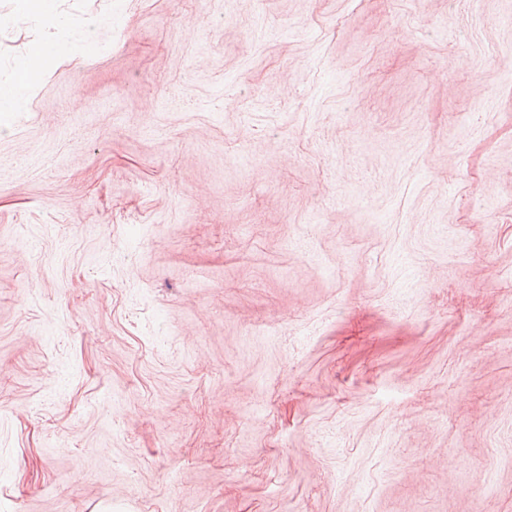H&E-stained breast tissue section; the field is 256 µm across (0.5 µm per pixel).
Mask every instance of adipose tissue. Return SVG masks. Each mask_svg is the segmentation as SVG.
<instances>
[{"label":"adipose tissue","instance_id":"adipose-tissue-1","mask_svg":"<svg viewBox=\"0 0 512 512\" xmlns=\"http://www.w3.org/2000/svg\"><path fill=\"white\" fill-rule=\"evenodd\" d=\"M24 3L38 20L52 28L53 33L38 44L30 57L20 63L14 80L0 86V112L25 110L47 63L58 60L67 53L65 44L54 36L55 30L61 29L63 23L53 13L52 0H24Z\"/></svg>","mask_w":512,"mask_h":512}]
</instances>
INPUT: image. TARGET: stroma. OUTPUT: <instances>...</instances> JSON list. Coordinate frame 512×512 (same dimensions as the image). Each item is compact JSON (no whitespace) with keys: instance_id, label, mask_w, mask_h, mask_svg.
Returning <instances> with one entry per match:
<instances>
[{"instance_id":"35a3bbf8","label":"stroma","mask_w":512,"mask_h":512,"mask_svg":"<svg viewBox=\"0 0 512 512\" xmlns=\"http://www.w3.org/2000/svg\"><path fill=\"white\" fill-rule=\"evenodd\" d=\"M55 10L0 512H512V0ZM46 33L0 0V84Z\"/></svg>"}]
</instances>
